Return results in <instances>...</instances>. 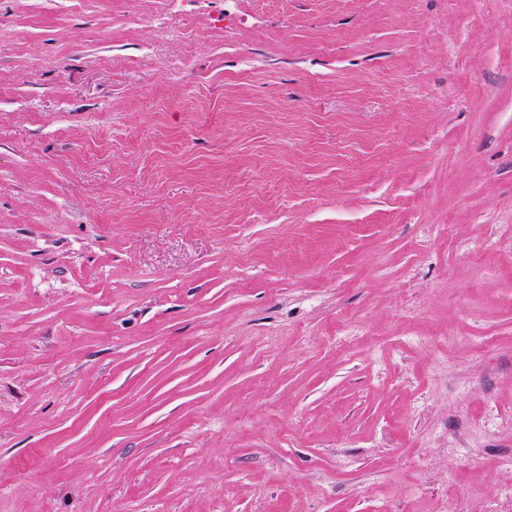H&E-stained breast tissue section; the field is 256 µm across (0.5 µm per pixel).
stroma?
Listing matches in <instances>:
<instances>
[{
  "mask_svg": "<svg viewBox=\"0 0 512 512\" xmlns=\"http://www.w3.org/2000/svg\"><path fill=\"white\" fill-rule=\"evenodd\" d=\"M512 512V0H0V512Z\"/></svg>",
  "mask_w": 512,
  "mask_h": 512,
  "instance_id": "stroma-1",
  "label": "stroma"
}]
</instances>
